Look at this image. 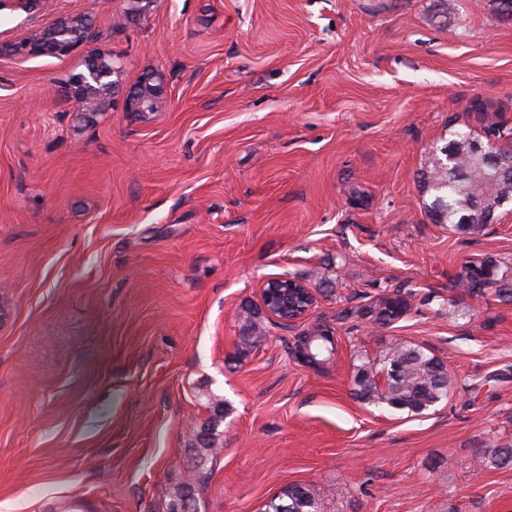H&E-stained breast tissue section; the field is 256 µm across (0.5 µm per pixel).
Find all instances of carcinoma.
<instances>
[{
    "label": "carcinoma",
    "instance_id": "1",
    "mask_svg": "<svg viewBox=\"0 0 512 512\" xmlns=\"http://www.w3.org/2000/svg\"><path fill=\"white\" fill-rule=\"evenodd\" d=\"M481 131L465 126L455 132L454 138L432 154L430 168L424 181L429 195L428 213L436 223L446 224L460 233L475 234L486 225L484 212L502 208L504 198L512 197V187L507 188L494 179L472 154L471 144L492 135L505 144L499 150L512 160V128L490 119L489 108L477 109ZM472 296L492 295L501 302H512V288H507L493 277L487 261L472 260L465 272L449 284ZM403 305L395 309L394 302L380 297L376 304L380 313L373 322L387 326L402 317L408 309L406 299L396 295ZM260 311L248 313L243 320L242 352L248 353L266 340V329L258 319ZM313 343L318 345L316 360L328 365L333 360L335 340L328 337V330L316 324L296 337L293 349L300 351ZM451 381L446 365L427 348L403 339L390 342L378 358L356 366L353 391L363 404L381 407L408 418L422 417L448 399ZM219 439L207 425L204 433H196L193 445V464L201 468L214 457ZM479 466L500 468L512 464V448H493L477 459ZM196 501L192 486L176 487L169 497L168 512H177L174 506L184 501ZM262 512H321V495L313 484L292 483L271 497Z\"/></svg>",
    "mask_w": 512,
    "mask_h": 512
}]
</instances>
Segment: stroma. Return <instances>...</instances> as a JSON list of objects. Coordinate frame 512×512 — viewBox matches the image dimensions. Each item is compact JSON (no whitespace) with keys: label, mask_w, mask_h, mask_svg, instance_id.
<instances>
[{"label":"stroma","mask_w":512,"mask_h":512,"mask_svg":"<svg viewBox=\"0 0 512 512\" xmlns=\"http://www.w3.org/2000/svg\"><path fill=\"white\" fill-rule=\"evenodd\" d=\"M61 18L120 66L105 111L56 92L81 57L17 51ZM151 71L166 105L125 111ZM479 100L512 127L496 0H0V512H168L185 481L198 512H262L291 483L323 512H512V466L477 464L512 446V304L448 287L472 259L512 284V209L458 234L421 180ZM281 275L313 315L239 357L242 308ZM394 292L408 313L371 326ZM317 323L321 373L289 350ZM395 337L448 368L424 417L352 395ZM328 329L323 328L319 324H315L312 328L302 332L299 336L295 337V342L292 347L294 350L300 351L306 349L309 343L320 344L318 346V356L315 358L317 361L328 365L333 360L336 346L335 340L328 337ZM213 429L211 421H209L204 429V434H201V428L197 430L193 445V464L197 469H200L209 458H213L218 450L216 447L219 444V439L218 435L213 433Z\"/></svg>","instance_id":"obj_1"}]
</instances>
